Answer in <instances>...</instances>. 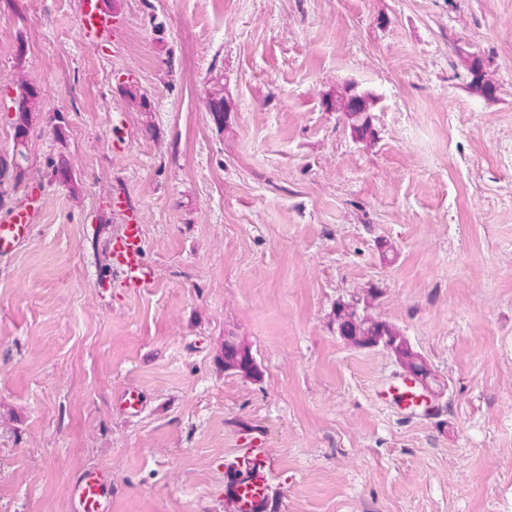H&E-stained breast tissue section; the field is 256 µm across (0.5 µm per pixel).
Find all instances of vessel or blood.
<instances>
[{
  "mask_svg": "<svg viewBox=\"0 0 512 512\" xmlns=\"http://www.w3.org/2000/svg\"><path fill=\"white\" fill-rule=\"evenodd\" d=\"M122 21L106 0H82L79 33L91 46L119 38ZM35 197L14 207L0 218V256L12 255L32 232ZM112 211L123 224L107 245L114 275L113 284L127 294H139L151 288L154 277L145 259L143 226L124 190L112 196ZM376 400L398 410L405 417L431 418L437 406L423 385L409 373H399L378 385ZM236 476L227 485L234 512H259L269 492L270 456L264 439L254 438L236 462ZM71 512H112V476L102 470L83 473L71 488Z\"/></svg>",
  "mask_w": 512,
  "mask_h": 512,
  "instance_id": "b4317fda",
  "label": "vessel or blood"
}]
</instances>
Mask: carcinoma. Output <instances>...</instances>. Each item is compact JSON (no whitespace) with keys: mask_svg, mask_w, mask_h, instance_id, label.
Here are the masks:
<instances>
[{"mask_svg":"<svg viewBox=\"0 0 512 512\" xmlns=\"http://www.w3.org/2000/svg\"><path fill=\"white\" fill-rule=\"evenodd\" d=\"M471 85L482 94H487L486 71L484 60L473 54L469 55ZM40 89L32 83H20L15 89V95L10 98L11 108L15 117L12 126L14 137L20 145H25L30 135L29 115L40 97ZM376 98L372 92L363 90L355 84H350L336 96L335 111L341 114L344 126L349 130L353 139L367 142L375 137L371 109ZM209 111L214 119L224 121V87L214 89L209 99ZM26 157L23 151H14L7 157L0 155V180L12 182V190L22 186L26 176L24 164L17 157ZM336 334L345 343L358 349L382 348L404 370L416 375L425 388L433 391L439 382L425 357L415 350L410 341L395 325L368 315L359 308V301L339 302L336 304ZM224 367L245 377L259 376L258 364L250 347L245 343L230 337L224 340Z\"/></svg>","mask_w":512,"mask_h":512,"instance_id":"1","label":"carcinoma"}]
</instances>
